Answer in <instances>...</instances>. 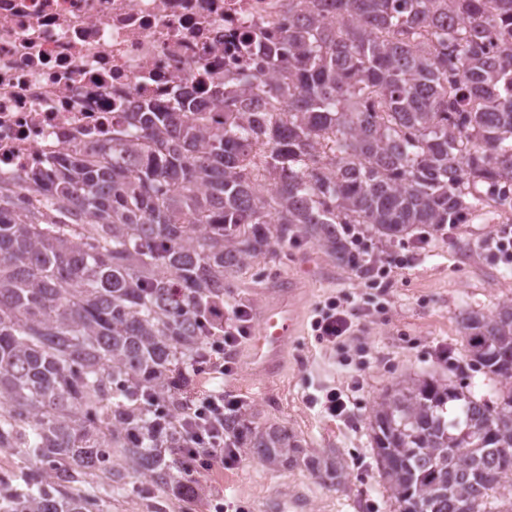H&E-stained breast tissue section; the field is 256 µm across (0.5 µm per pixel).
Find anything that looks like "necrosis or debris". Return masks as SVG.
<instances>
[{
  "label": "necrosis or debris",
  "mask_w": 512,
  "mask_h": 512,
  "mask_svg": "<svg viewBox=\"0 0 512 512\" xmlns=\"http://www.w3.org/2000/svg\"><path fill=\"white\" fill-rule=\"evenodd\" d=\"M288 26V0H0V175L108 141L145 105L268 70L245 30Z\"/></svg>",
  "instance_id": "necrosis-or-debris-1"
}]
</instances>
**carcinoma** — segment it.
<instances>
[{
    "mask_svg": "<svg viewBox=\"0 0 512 512\" xmlns=\"http://www.w3.org/2000/svg\"><path fill=\"white\" fill-rule=\"evenodd\" d=\"M258 50L263 75L0 176V451L23 462L0 476V512H104L99 474L169 489L192 464L187 392L224 279L272 246L343 261L348 226L391 238L507 201L512 0H288V30ZM205 107L224 127L183 116ZM461 332L467 367L501 387L431 376L385 394L370 427L395 512H512V300ZM224 447L342 477L246 403Z\"/></svg>",
    "mask_w": 512,
    "mask_h": 512,
    "instance_id": "carcinoma-1",
    "label": "carcinoma"
}]
</instances>
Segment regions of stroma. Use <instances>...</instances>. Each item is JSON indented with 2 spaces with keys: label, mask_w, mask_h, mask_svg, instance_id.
I'll return each instance as SVG.
<instances>
[{
  "label": "stroma",
  "mask_w": 512,
  "mask_h": 512,
  "mask_svg": "<svg viewBox=\"0 0 512 512\" xmlns=\"http://www.w3.org/2000/svg\"><path fill=\"white\" fill-rule=\"evenodd\" d=\"M512 228V207L492 205L469 215L454 229H422L392 239L362 232L355 261H340L311 242L273 247L224 283V308H249L253 315L294 289L295 334L281 356L280 370L260 375L249 356L250 340L234 353L224 377L202 372L188 393L196 399L223 388L225 396L254 407L261 421L288 428L307 455L330 454L343 469L339 484L323 483L305 467L276 468L239 449L233 465L201 474L175 471L176 479L201 483L205 492L187 499L158 492L146 481L110 490L95 486L106 512H214L234 502L247 512H393L390 493L376 465L370 420L385 393L409 378L449 374L472 391L488 388L482 373L458 372L465 354L460 322L470 311H493L512 299V263L493 257L488 240ZM340 301L354 333L335 343L311 329L317 310ZM340 390L342 417L312 404L321 390Z\"/></svg>",
  "instance_id": "35a3bbf8"
}]
</instances>
